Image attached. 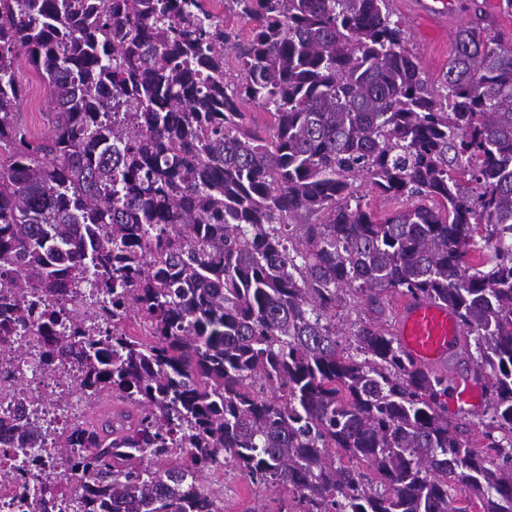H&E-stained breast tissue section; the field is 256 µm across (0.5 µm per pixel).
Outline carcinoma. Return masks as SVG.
I'll use <instances>...</instances> for the list:
<instances>
[{
    "label": "carcinoma",
    "mask_w": 512,
    "mask_h": 512,
    "mask_svg": "<svg viewBox=\"0 0 512 512\" xmlns=\"http://www.w3.org/2000/svg\"><path fill=\"white\" fill-rule=\"evenodd\" d=\"M208 2L0 0V336L38 296L36 369L77 362L86 400L123 404L57 438L82 512H219L200 477L228 457L278 512H512V40L471 0L432 82L391 0H225L246 38ZM364 187L401 207L377 218ZM91 268L74 317L59 297ZM390 292L458 314L481 445L381 323ZM347 301L375 318L343 346ZM23 487L55 512L58 485ZM19 72L26 87V95L20 107L21 121L27 125L32 135L43 136L49 132L47 118L40 110L46 95L45 84L25 59L19 62ZM479 384L478 389L481 390L482 399H478L474 403H470V405H466L465 409H458L454 402V397H452V393L448 395V418H460V416H465L468 419H472L477 421L476 415L481 414L486 408L488 392L485 387V383L482 380L477 379ZM475 416V417H474Z\"/></svg>",
    "instance_id": "carcinoma-1"
}]
</instances>
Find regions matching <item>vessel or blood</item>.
<instances>
[{"instance_id":"1","label":"vessel or blood","mask_w":512,"mask_h":512,"mask_svg":"<svg viewBox=\"0 0 512 512\" xmlns=\"http://www.w3.org/2000/svg\"><path fill=\"white\" fill-rule=\"evenodd\" d=\"M395 334L401 347L425 368L446 362L459 348L462 329L455 312L427 299H404Z\"/></svg>"}]
</instances>
